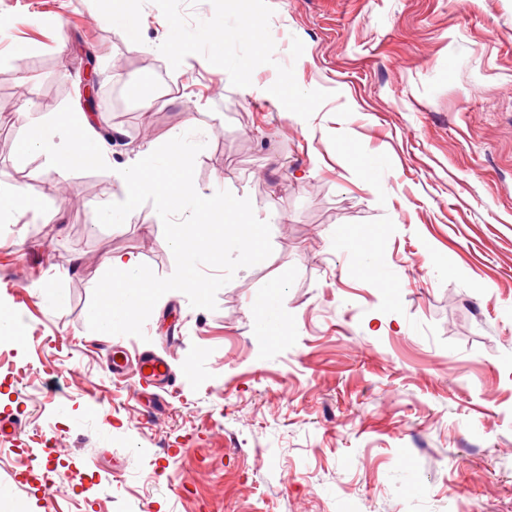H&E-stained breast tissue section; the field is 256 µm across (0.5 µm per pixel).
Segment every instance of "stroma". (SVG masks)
Masks as SVG:
<instances>
[{
	"label": "stroma",
	"mask_w": 512,
	"mask_h": 512,
	"mask_svg": "<svg viewBox=\"0 0 512 512\" xmlns=\"http://www.w3.org/2000/svg\"><path fill=\"white\" fill-rule=\"evenodd\" d=\"M0 0V191L38 207L0 226V512H512V0ZM221 41L171 57L179 30ZM96 110L83 108L87 69ZM222 96H215L216 85ZM314 100L308 111L306 100ZM87 118L111 153L59 197L18 115ZM215 178L271 222L272 254L210 311L166 293L143 337L88 328L104 261L175 270L152 204L116 228L118 170L187 125ZM379 260L365 273L363 258ZM161 411L112 377L106 348L160 347ZM67 456L25 464L28 433ZM219 34L224 40L225 44H232L233 39L226 35L224 28L218 33V30L209 23H204L198 26L196 30L189 33H176L174 42H170L164 46V49L170 54L175 53L179 55L181 51L186 48L198 44L201 41H211L216 35Z\"/></svg>",
	"instance_id": "obj_1"
}]
</instances>
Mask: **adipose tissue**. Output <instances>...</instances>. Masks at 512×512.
<instances>
[{
	"instance_id": "obj_1",
	"label": "adipose tissue",
	"mask_w": 512,
	"mask_h": 512,
	"mask_svg": "<svg viewBox=\"0 0 512 512\" xmlns=\"http://www.w3.org/2000/svg\"><path fill=\"white\" fill-rule=\"evenodd\" d=\"M22 119L25 132L21 154L44 155L59 181H66L72 169L79 165L108 160L106 150L91 148L86 135L88 121L73 119L67 112L37 117L26 112Z\"/></svg>"
}]
</instances>
